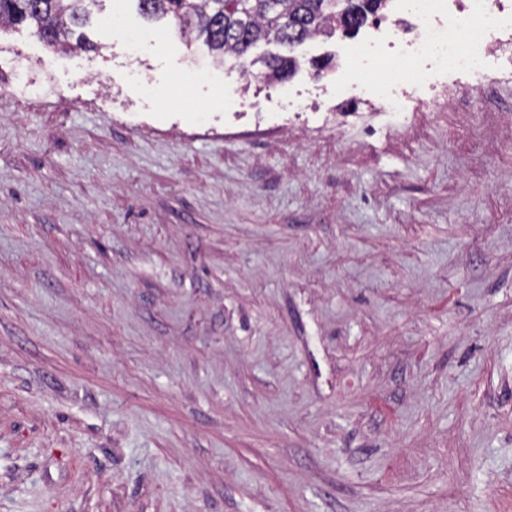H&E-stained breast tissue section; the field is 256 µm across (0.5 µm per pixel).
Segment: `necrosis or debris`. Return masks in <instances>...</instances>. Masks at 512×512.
I'll return each mask as SVG.
<instances>
[{"label":"necrosis or debris","instance_id":"1","mask_svg":"<svg viewBox=\"0 0 512 512\" xmlns=\"http://www.w3.org/2000/svg\"><path fill=\"white\" fill-rule=\"evenodd\" d=\"M395 11L417 21L407 53L391 56L401 40L399 29L379 31L357 46H344L341 56L353 67L394 57L400 82L435 79L452 70L484 78L489 57L498 56L512 74V0H392Z\"/></svg>","mask_w":512,"mask_h":512}]
</instances>
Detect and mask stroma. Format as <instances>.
I'll return each instance as SVG.
<instances>
[{
	"instance_id": "stroma-1",
	"label": "stroma",
	"mask_w": 512,
	"mask_h": 512,
	"mask_svg": "<svg viewBox=\"0 0 512 512\" xmlns=\"http://www.w3.org/2000/svg\"><path fill=\"white\" fill-rule=\"evenodd\" d=\"M380 22L0 29V512H512V78L368 108ZM265 63L269 71L266 77L278 82L288 78L297 67V60L293 56L271 55Z\"/></svg>"
}]
</instances>
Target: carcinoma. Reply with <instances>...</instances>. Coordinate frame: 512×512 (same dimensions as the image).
<instances>
[{
  "mask_svg": "<svg viewBox=\"0 0 512 512\" xmlns=\"http://www.w3.org/2000/svg\"><path fill=\"white\" fill-rule=\"evenodd\" d=\"M97 0H0V25L32 26L49 46L61 45L70 26L85 21L87 5ZM388 0H137L148 18L171 16L195 34L215 61L236 58L247 68L251 50L262 41L295 47L336 26L356 32ZM266 77L281 82L293 74V56L271 55Z\"/></svg>",
  "mask_w": 512,
  "mask_h": 512,
  "instance_id": "carcinoma-1",
  "label": "carcinoma"
}]
</instances>
